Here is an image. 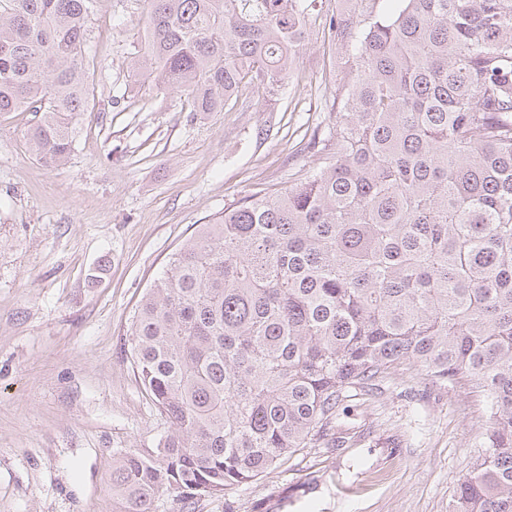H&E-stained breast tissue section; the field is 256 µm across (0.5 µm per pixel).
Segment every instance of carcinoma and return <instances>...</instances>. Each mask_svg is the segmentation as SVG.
<instances>
[{
  "mask_svg": "<svg viewBox=\"0 0 512 512\" xmlns=\"http://www.w3.org/2000/svg\"><path fill=\"white\" fill-rule=\"evenodd\" d=\"M134 80L223 112L274 101L316 26L345 65L316 163L198 225L130 325L172 430L112 453L119 512H177L325 436L342 391L407 363L490 404L450 512H512V0H148ZM95 0H0V112L69 158L94 103Z\"/></svg>",
  "mask_w": 512,
  "mask_h": 512,
  "instance_id": "1",
  "label": "carcinoma"
}]
</instances>
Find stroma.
Returning <instances> with one entry per match:
<instances>
[{
	"label": "stroma",
	"mask_w": 512,
	"mask_h": 512,
	"mask_svg": "<svg viewBox=\"0 0 512 512\" xmlns=\"http://www.w3.org/2000/svg\"><path fill=\"white\" fill-rule=\"evenodd\" d=\"M143 0H97L86 63L95 107L50 168L33 116L0 112V512H114L112 452L157 447L170 423L133 370L128 331L196 225L308 169L335 119L321 28L277 100L228 112L132 86ZM485 397L413 367L343 391L333 446L308 445L195 512H448L486 448Z\"/></svg>",
	"instance_id": "35a3bbf8"
}]
</instances>
